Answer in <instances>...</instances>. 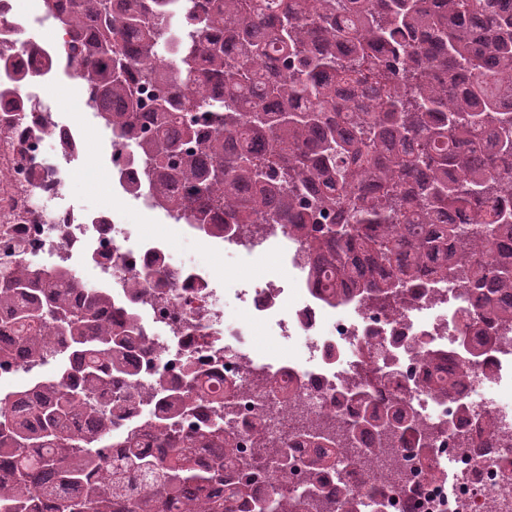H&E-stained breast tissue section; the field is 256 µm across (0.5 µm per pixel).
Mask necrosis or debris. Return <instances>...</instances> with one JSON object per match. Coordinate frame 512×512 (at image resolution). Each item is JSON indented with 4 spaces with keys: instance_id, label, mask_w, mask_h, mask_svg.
I'll list each match as a JSON object with an SVG mask.
<instances>
[{
    "instance_id": "4bbe7bcc",
    "label": "necrosis or debris",
    "mask_w": 512,
    "mask_h": 512,
    "mask_svg": "<svg viewBox=\"0 0 512 512\" xmlns=\"http://www.w3.org/2000/svg\"><path fill=\"white\" fill-rule=\"evenodd\" d=\"M25 20L22 0H8L0 19V55L11 61L0 65V248L17 242L26 258L46 256L52 266L89 272L111 296L113 310H133L153 369L177 378L194 367L215 394L235 403L233 438L241 455H251L260 438L287 432V471L267 467L246 477L228 468L213 491L246 477L257 497L272 500L304 484L309 399H327L333 416L346 420L369 406L384 410L399 398L410 414L442 425L433 454L368 456L362 452L368 440L360 437L343 469L325 472L324 490L332 493L345 484L364 502H380L381 512H512V326L497 327L494 345L476 356L472 340L459 333L463 305L455 289H410L395 314L363 303L351 287L329 304L308 280L299 244L279 224L249 239L232 226L220 239L191 224L180 230L242 261L276 257L282 277L229 288L209 268L176 264L172 242L143 234L134 221L129 188L145 173L117 141L110 156L116 206L86 211L67 204L66 178L83 137L59 120L51 135L37 130L35 121L46 109L29 87L54 81L57 44L33 40L12 48V36ZM16 67L30 72L29 86L12 85ZM19 101L26 102V112L16 111ZM32 162L51 168L52 176L31 178L26 169ZM135 276L147 288L137 300L128 288ZM258 326L288 342V356L270 362L248 354L244 344ZM426 349L440 353L443 369L468 373L449 396H436L425 386L432 375L421 359ZM258 373L268 378L269 388L248 392L250 375ZM355 376L373 382L368 405L342 398ZM490 421L496 426L491 438Z\"/></svg>"
}]
</instances>
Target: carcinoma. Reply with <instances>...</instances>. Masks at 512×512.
Instances as JSON below:
<instances>
[{"label":"carcinoma","mask_w":512,"mask_h":512,"mask_svg":"<svg viewBox=\"0 0 512 512\" xmlns=\"http://www.w3.org/2000/svg\"><path fill=\"white\" fill-rule=\"evenodd\" d=\"M42 0L65 34L53 66L88 87L96 112L147 170L139 198L210 234L286 224L329 296L348 283L395 309L422 277L432 286L493 283L484 313L512 321V0ZM106 293L23 257L0 262V363L63 360L35 396L0 400V512H232L209 488L224 466L250 473L281 456L260 442L238 458L224 417L191 434L206 403L201 374H156L165 441L128 438L112 467V426L149 394L131 313ZM460 335L487 344L465 312ZM438 371L429 388L446 397ZM307 431L328 443L370 436L396 454L433 450L434 425L395 402ZM212 464L197 460L200 451ZM348 449L311 456L306 483L260 512H366L325 494Z\"/></svg>","instance_id":"obj_1"}]
</instances>
